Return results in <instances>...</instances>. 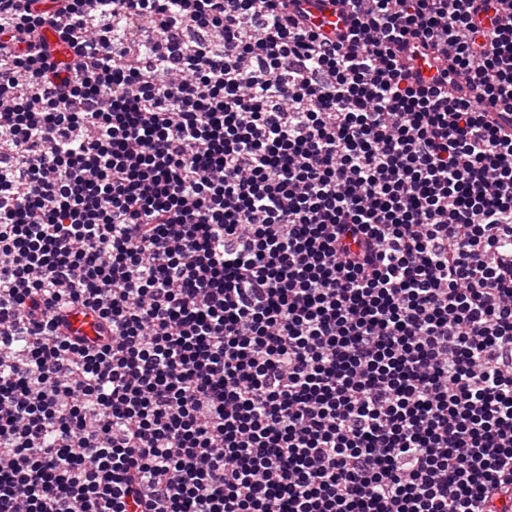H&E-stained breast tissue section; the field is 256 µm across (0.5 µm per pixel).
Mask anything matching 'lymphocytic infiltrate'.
Masks as SVG:
<instances>
[{
	"label": "lymphocytic infiltrate",
	"mask_w": 512,
	"mask_h": 512,
	"mask_svg": "<svg viewBox=\"0 0 512 512\" xmlns=\"http://www.w3.org/2000/svg\"><path fill=\"white\" fill-rule=\"evenodd\" d=\"M340 3L0 0V512H512V0ZM327 6L324 8L312 9V17L310 22L320 26L325 31H332L336 27H343L345 25V14L336 8L333 4L326 2ZM68 325V333L71 336H82L87 339H95L103 334V330L96 318L81 309H71L64 313Z\"/></svg>",
	"instance_id": "lymphocytic-infiltrate-1"
}]
</instances>
